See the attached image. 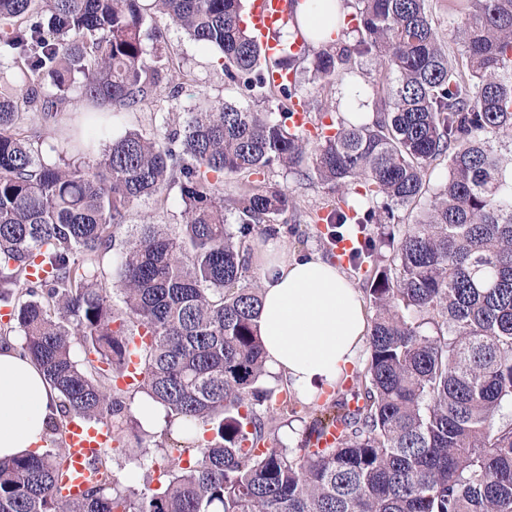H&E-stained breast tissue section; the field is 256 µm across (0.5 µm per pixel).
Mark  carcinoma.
Returning a JSON list of instances; mask_svg holds the SVG:
<instances>
[{
    "label": "carcinoma",
    "instance_id": "obj_1",
    "mask_svg": "<svg viewBox=\"0 0 512 512\" xmlns=\"http://www.w3.org/2000/svg\"><path fill=\"white\" fill-rule=\"evenodd\" d=\"M156 13L220 51L243 96H266L242 0H0V343L22 336L57 391L52 437L72 420L128 421L136 394L214 436L184 447L193 462L163 468L154 488V461L136 449L140 491L102 455L77 498L60 485L65 450L0 459V512H512V0H448L446 39L429 0H356L347 41L315 55L312 82L377 60L395 82L372 90L371 122L323 112L315 133L294 129L292 84L275 112L204 99L161 137L112 139L101 118L166 80L144 56L163 39L146 25ZM76 85L82 126L65 112ZM30 113L40 127L24 128ZM49 131L75 160H44ZM443 163L423 216L375 236L370 225L417 203ZM275 166L341 193L320 218L325 242L355 239L349 264L373 309L349 389L298 408L267 386L247 283V236L288 229L277 218L296 209L288 190L252 179ZM226 175L245 179L228 200ZM174 188L176 233L142 224L118 239L138 202L164 204ZM133 355L142 378L119 388ZM278 416L311 418L300 448L278 446Z\"/></svg>",
    "mask_w": 512,
    "mask_h": 512
}]
</instances>
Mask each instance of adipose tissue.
Segmentation results:
<instances>
[{
    "mask_svg": "<svg viewBox=\"0 0 512 512\" xmlns=\"http://www.w3.org/2000/svg\"><path fill=\"white\" fill-rule=\"evenodd\" d=\"M343 0H305L299 26L313 46L335 43L347 15ZM261 280L257 319L266 366L311 401L336 386L358 359L369 322L362 294L346 273L319 254L288 253L266 237L254 264ZM58 412L42 370L13 346H0V458L42 453Z\"/></svg>",
    "mask_w": 512,
    "mask_h": 512,
    "instance_id": "adipose-tissue-1",
    "label": "adipose tissue"
}]
</instances>
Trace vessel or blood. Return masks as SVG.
<instances>
[{"instance_id":"vessel-or-blood-1","label":"vessel or blood","mask_w":512,"mask_h":512,"mask_svg":"<svg viewBox=\"0 0 512 512\" xmlns=\"http://www.w3.org/2000/svg\"><path fill=\"white\" fill-rule=\"evenodd\" d=\"M288 19L287 0H250L246 21L252 34L266 48V57L270 62L266 80L275 89L292 80L291 74L274 64L283 48H286L280 40V33ZM112 443V429L107 424H70L65 437L67 461L62 481L65 495L77 497L82 494L88 485L91 462Z\"/></svg>"}]
</instances>
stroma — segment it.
Here are the masks:
<instances>
[{
    "mask_svg": "<svg viewBox=\"0 0 512 512\" xmlns=\"http://www.w3.org/2000/svg\"><path fill=\"white\" fill-rule=\"evenodd\" d=\"M152 23L162 29L164 39L157 44L147 43L146 59L168 66L180 89L174 92L170 87H162L150 102L134 110L114 115L110 124L112 136L118 137L133 129L152 136L165 129L182 125L187 113L194 110L203 96L215 105L229 101L257 111H275L278 104L277 96L246 98L235 85L227 81L218 62L217 51L203 48L189 39L184 31L166 16L155 15ZM382 75L381 67L375 61L367 59L363 61L361 68L341 75L322 87L309 83L308 72H300L297 89L299 95L310 102L340 113L344 110L342 88L345 83L352 80L365 85L379 80ZM264 178L270 183L286 188L296 201L295 211L283 214L282 219L296 225L297 231L281 235L283 245L292 252L325 254L326 249L321 237L325 226L313 223L312 218L326 214L330 210L336 199L335 194L309 185L296 174L279 167L266 172ZM141 431V425L128 423L122 432L123 443L114 444L109 451L117 477L123 484L136 489L144 486V472L139 468L136 459L125 455L123 448L135 445L136 437Z\"/></svg>",
    "mask_w": 512,
    "mask_h": 512,
    "instance_id": "stroma-1",
    "label": "stroma"
}]
</instances>
